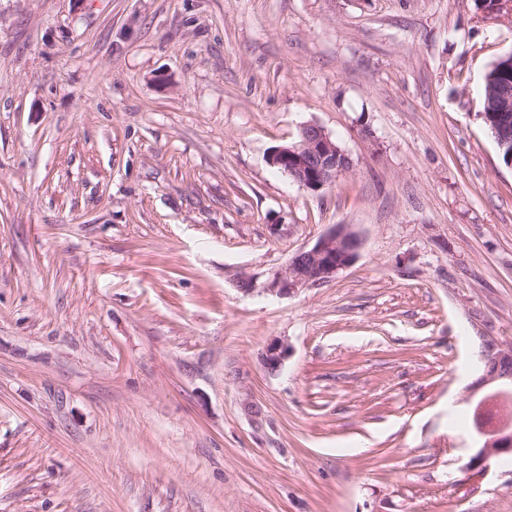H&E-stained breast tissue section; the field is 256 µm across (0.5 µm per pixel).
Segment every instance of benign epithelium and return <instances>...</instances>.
I'll use <instances>...</instances> for the list:
<instances>
[{
  "mask_svg": "<svg viewBox=\"0 0 512 512\" xmlns=\"http://www.w3.org/2000/svg\"><path fill=\"white\" fill-rule=\"evenodd\" d=\"M497 103L499 118L509 128L508 137L499 139V144L509 149L512 166V80L498 85ZM268 161L313 192L333 186L352 169L349 155L321 126L309 122L300 126L298 141L274 148ZM360 247L358 235L348 225L337 224L311 248L292 256L264 291L282 296L307 285L325 283L355 261ZM481 359L484 376L478 388L495 383L497 389L485 394L473 408L474 454L465 469L476 477L484 474L490 458L512 454V347L487 340Z\"/></svg>",
  "mask_w": 512,
  "mask_h": 512,
  "instance_id": "benign-epithelium-1",
  "label": "benign epithelium"
}]
</instances>
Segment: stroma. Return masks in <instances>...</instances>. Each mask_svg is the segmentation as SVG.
Here are the masks:
<instances>
[{
    "label": "stroma",
    "instance_id": "stroma-1",
    "mask_svg": "<svg viewBox=\"0 0 512 512\" xmlns=\"http://www.w3.org/2000/svg\"><path fill=\"white\" fill-rule=\"evenodd\" d=\"M510 52L489 0H0V512H512V455L465 469ZM304 122L353 161L318 192L268 163ZM512 53L505 54L501 57H499L490 67V69L487 71L484 77V83H483V92L482 96L479 102V108H480V115L482 116L483 123L485 126L490 130L491 134L494 135V127L497 124V112L494 109L493 105V96H492V89L494 82L496 81V72L498 67H496L497 62L501 60L503 57H506ZM361 240L346 224H337L309 249L292 256L265 286L266 293L287 295L307 285L328 282L356 259Z\"/></svg>",
    "mask_w": 512,
    "mask_h": 512
}]
</instances>
